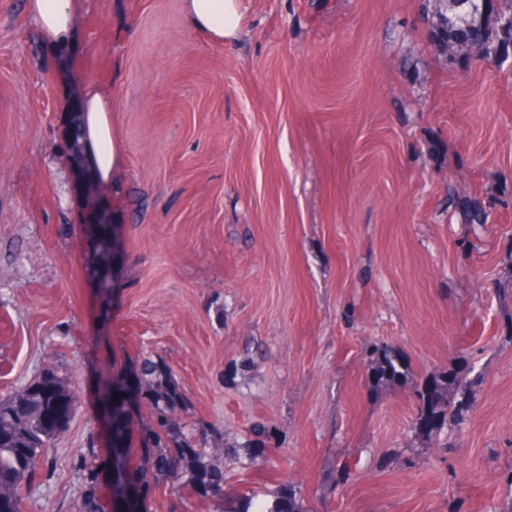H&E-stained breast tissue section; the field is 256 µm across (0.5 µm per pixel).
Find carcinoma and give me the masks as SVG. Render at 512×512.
<instances>
[{
    "label": "carcinoma",
    "instance_id": "obj_1",
    "mask_svg": "<svg viewBox=\"0 0 512 512\" xmlns=\"http://www.w3.org/2000/svg\"><path fill=\"white\" fill-rule=\"evenodd\" d=\"M464 15L442 23V40L468 44L479 52L497 41H512V28L503 30L492 15L491 0H461ZM375 375L391 382L406 375L400 353L386 348L376 353ZM105 404L111 421L110 448L120 480L114 486L113 512H145L143 503L149 479L166 478L178 488L203 496L213 494L224 483V449L199 447L193 433L174 417L184 394L172 372L161 362L145 357L140 362L136 387L150 410L154 425L133 446L124 411L127 378L105 376ZM448 374L434 377L418 391L416 425L423 431L441 427L457 417L448 402ZM119 401H114V397ZM75 396L53 369H46L25 388L0 398V512H22L23 494L39 476L45 448L64 433L74 415ZM85 468L92 488L81 496L76 512H104L97 496V451L88 450ZM258 512H303L296 493L286 486L275 502Z\"/></svg>",
    "mask_w": 512,
    "mask_h": 512
}]
</instances>
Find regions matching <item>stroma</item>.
Segmentation results:
<instances>
[{
  "instance_id": "stroma-1",
  "label": "stroma",
  "mask_w": 512,
  "mask_h": 512,
  "mask_svg": "<svg viewBox=\"0 0 512 512\" xmlns=\"http://www.w3.org/2000/svg\"><path fill=\"white\" fill-rule=\"evenodd\" d=\"M0 0V397L77 396L23 512H72L106 371L169 367L176 415L235 458L149 512H512V67L440 38L448 0H245L217 43L182 0H81L49 48ZM108 86L123 162L72 150ZM408 374L379 383L373 352ZM454 370L457 423L416 392ZM448 373L434 377L418 391L416 425L420 430L432 431L448 421H455L457 412L448 402Z\"/></svg>"
}]
</instances>
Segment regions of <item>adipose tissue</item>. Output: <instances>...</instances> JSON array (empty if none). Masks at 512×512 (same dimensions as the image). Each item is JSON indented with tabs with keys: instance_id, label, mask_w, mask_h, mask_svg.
<instances>
[{
	"instance_id": "obj_1",
	"label": "adipose tissue",
	"mask_w": 512,
	"mask_h": 512,
	"mask_svg": "<svg viewBox=\"0 0 512 512\" xmlns=\"http://www.w3.org/2000/svg\"><path fill=\"white\" fill-rule=\"evenodd\" d=\"M28 12L44 40L55 46L71 42L79 22L76 0H27ZM189 24L212 40L233 42L242 29L241 0H183ZM112 99L98 88L88 89L82 99V145L103 179L121 165L122 149L112 136Z\"/></svg>"
}]
</instances>
